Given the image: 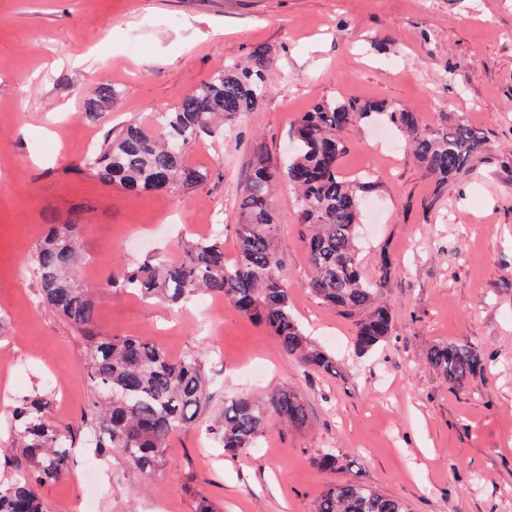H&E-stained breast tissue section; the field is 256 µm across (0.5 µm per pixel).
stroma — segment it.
I'll return each instance as SVG.
<instances>
[{"label": "stroma", "instance_id": "stroma-1", "mask_svg": "<svg viewBox=\"0 0 512 512\" xmlns=\"http://www.w3.org/2000/svg\"><path fill=\"white\" fill-rule=\"evenodd\" d=\"M257 47L269 58V93L255 111L202 137L189 163L212 169L204 187L131 194L82 165L109 128H157L224 65ZM119 95L102 118L84 105L99 86ZM406 106L422 128L464 119L483 144L442 184L403 143L375 127L346 130L340 163L367 176L359 227L365 278L389 268L377 297L393 314L391 337L371 353L353 346L356 317L325 306L280 181L272 206L293 314L336 359L332 371L300 365L267 329L225 306L207 321L205 297L180 307L112 288L113 269L145 254L178 255V241L222 235L235 259V226L256 154L282 161L298 117L327 98ZM51 224H77L85 262L77 278L104 336L134 335L171 359L202 354L210 402L168 442L151 479L81 436L90 400L79 369L90 340L42 301L28 269ZM475 345L484 368L457 386L426 362L439 342ZM0 357L14 373L0 390V451L21 459L8 424L37 395L48 419L76 431L68 475L39 488L43 512H314L326 488L351 477L404 500L411 512H512V0H0ZM80 383L61 402L58 387ZM275 386L306 405L309 423L271 419L252 447L225 456L208 425L231 397ZM339 458L317 468L324 451Z\"/></svg>", "mask_w": 512, "mask_h": 512}]
</instances>
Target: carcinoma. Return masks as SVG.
I'll list each match as a JSON object with an SVG mask.
<instances>
[{
	"instance_id": "obj_1",
	"label": "carcinoma",
	"mask_w": 512,
	"mask_h": 512,
	"mask_svg": "<svg viewBox=\"0 0 512 512\" xmlns=\"http://www.w3.org/2000/svg\"><path fill=\"white\" fill-rule=\"evenodd\" d=\"M269 92L268 54L262 48L229 64L187 94L160 118L155 133L136 123L108 130L103 142L84 159L102 182L133 193L161 191L177 185L195 189L212 177L208 168L192 166L187 155L203 135H221L220 123L257 109ZM106 84L84 106L98 117L116 99ZM386 118L405 136L415 160L440 181L466 167L482 145L480 133L463 121L427 132L415 113L354 99L323 100L303 113L289 133L291 154L284 167L258 156L237 225V256L224 257V242L204 239L182 247L179 259L157 257L112 272L111 284L147 300L179 304L204 293L224 298L240 314L264 325L281 349L302 364L332 371L334 358L304 333L292 312L288 285L282 277L284 256L276 242L280 218L271 205V190L280 179L297 190L299 222L307 230L304 247L313 276L307 288L323 303L358 320L356 347L367 354L391 336L390 309L374 303L388 280L362 277L356 249L361 221L362 179L338 171L348 152V128ZM79 225L52 227L30 258L44 301L78 330L92 333L95 305L77 287L80 262ZM428 364L448 382L462 385L484 366L483 353L466 344L445 342L426 352ZM86 379L91 399L83 426L99 452L115 453L143 478H151L164 460L171 436L193 422L210 400L205 363L197 354L173 361L156 345L136 336H97L89 352ZM294 427L307 422L303 402L288 389H275L261 401L239 398L224 403V416L208 426V434L235 456L252 446L269 418ZM21 441L25 465L14 466L0 480V512H43L36 488L62 479L70 464L68 443L74 432L45 416L41 397L27 398L14 410L12 422ZM315 512H409L403 500L384 496L352 478L328 485Z\"/></svg>"
}]
</instances>
